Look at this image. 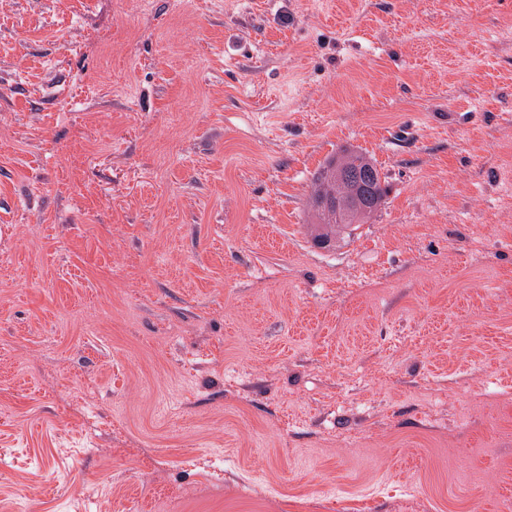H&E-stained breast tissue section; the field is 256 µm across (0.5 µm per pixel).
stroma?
<instances>
[{
    "label": "stroma",
    "mask_w": 512,
    "mask_h": 512,
    "mask_svg": "<svg viewBox=\"0 0 512 512\" xmlns=\"http://www.w3.org/2000/svg\"><path fill=\"white\" fill-rule=\"evenodd\" d=\"M107 504L512 512V0H0V512ZM324 171V169H323ZM323 171H320L314 178V187L311 195V206L317 212L319 224H311V240L317 247H327L336 242V236L346 233L345 227L338 224H332L329 214H336V221L338 223L347 224L352 219V210L358 207L356 198L351 202V208L336 209L337 205H342L349 197L348 185L344 183H336L330 181L323 176ZM328 198L333 207L328 212L320 209V202ZM358 193L368 201L369 215L375 213L384 202L386 196V187L382 179L366 177L362 179L358 187Z\"/></svg>",
    "instance_id": "1"
}]
</instances>
